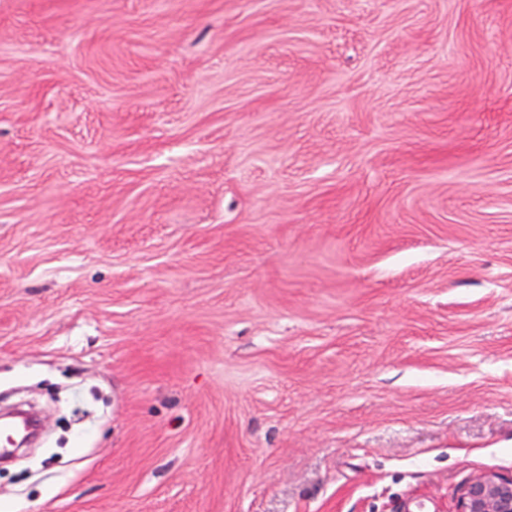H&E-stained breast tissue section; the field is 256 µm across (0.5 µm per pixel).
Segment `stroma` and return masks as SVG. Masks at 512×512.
Instances as JSON below:
<instances>
[{
  "mask_svg": "<svg viewBox=\"0 0 512 512\" xmlns=\"http://www.w3.org/2000/svg\"><path fill=\"white\" fill-rule=\"evenodd\" d=\"M0 512H455L512 475V0H0Z\"/></svg>",
  "mask_w": 512,
  "mask_h": 512,
  "instance_id": "35a3bbf8",
  "label": "stroma"
}]
</instances>
